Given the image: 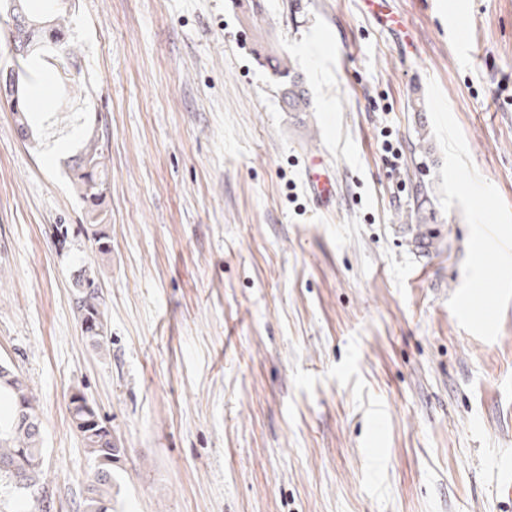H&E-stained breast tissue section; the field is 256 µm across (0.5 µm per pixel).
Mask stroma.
<instances>
[{
    "mask_svg": "<svg viewBox=\"0 0 512 512\" xmlns=\"http://www.w3.org/2000/svg\"><path fill=\"white\" fill-rule=\"evenodd\" d=\"M260 2L57 0L71 94L50 83L29 142L0 104V359L38 401L55 512L93 475L75 389L124 450L112 512H512L491 466L512 449V304L491 343L450 311L469 229L412 109L436 81L512 207V0ZM280 58L309 111L283 108ZM88 137L106 257L65 174ZM313 153L336 175L324 212ZM82 261L101 353L72 309ZM304 183L314 206L326 210L336 200V180L321 155L311 156L304 169Z\"/></svg>",
    "mask_w": 512,
    "mask_h": 512,
    "instance_id": "35a3bbf8",
    "label": "stroma"
}]
</instances>
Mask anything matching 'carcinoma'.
I'll list each match as a JSON object with an SVG mask.
<instances>
[{
	"instance_id": "carcinoma-1",
	"label": "carcinoma",
	"mask_w": 512,
	"mask_h": 512,
	"mask_svg": "<svg viewBox=\"0 0 512 512\" xmlns=\"http://www.w3.org/2000/svg\"><path fill=\"white\" fill-rule=\"evenodd\" d=\"M53 19V24L29 31L26 53L12 56L14 63L34 68L37 76L65 71V61L73 55L65 16L59 13ZM284 74L287 77L282 94L285 107L290 112L310 111L309 94L302 78L290 65L284 67ZM36 110L37 106L29 101L10 109L25 140L30 139L31 132L28 114ZM101 158L95 141L88 140L71 160L68 178L85 207L92 239L99 253L106 255L111 251V240L102 213L109 185ZM88 274L96 276L93 270L82 268L74 278L73 310L82 335L93 347L102 350L107 343L105 302L101 289L83 285ZM0 368L7 371L0 378V404L8 406L7 412H0V505H12L13 512H53L54 499L45 481L44 427L39 406L25 379L10 363L1 361ZM20 409L27 419L25 423L16 421ZM67 409L71 427L78 432L94 464L93 478L82 490V512H112L115 480L112 464L123 449L116 447L112 428L101 414H96V422L89 424L82 409L72 405Z\"/></svg>"
}]
</instances>
